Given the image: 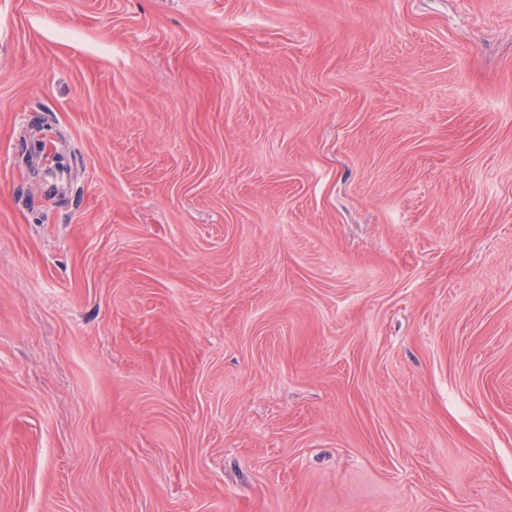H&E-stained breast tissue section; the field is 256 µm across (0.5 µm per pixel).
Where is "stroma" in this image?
<instances>
[{"mask_svg": "<svg viewBox=\"0 0 512 512\" xmlns=\"http://www.w3.org/2000/svg\"><path fill=\"white\" fill-rule=\"evenodd\" d=\"M0 512H512V0H0Z\"/></svg>", "mask_w": 512, "mask_h": 512, "instance_id": "1", "label": "stroma"}]
</instances>
